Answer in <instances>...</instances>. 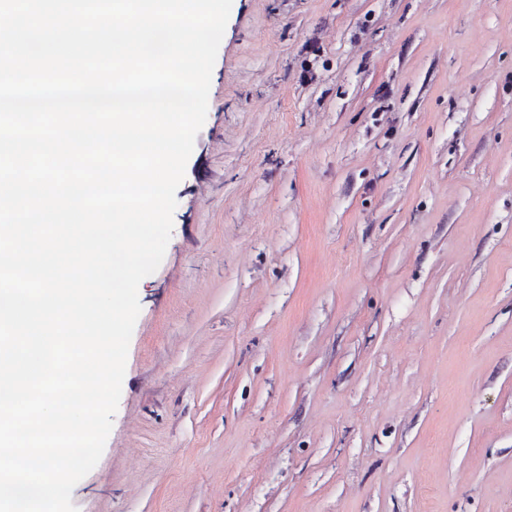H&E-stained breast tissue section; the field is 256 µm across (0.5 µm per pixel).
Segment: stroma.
<instances>
[{"instance_id": "obj_1", "label": "stroma", "mask_w": 512, "mask_h": 512, "mask_svg": "<svg viewBox=\"0 0 512 512\" xmlns=\"http://www.w3.org/2000/svg\"><path fill=\"white\" fill-rule=\"evenodd\" d=\"M77 512H512V0H233Z\"/></svg>"}]
</instances>
